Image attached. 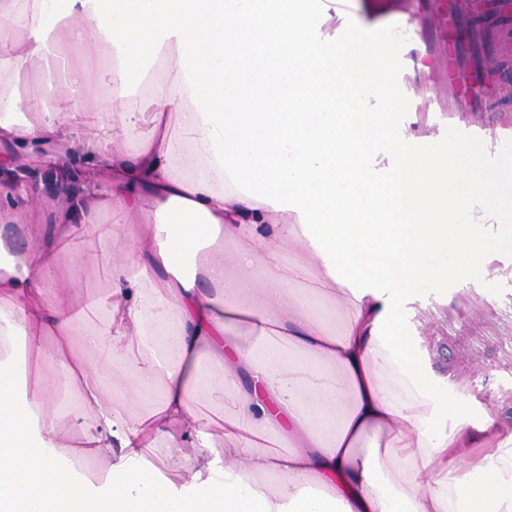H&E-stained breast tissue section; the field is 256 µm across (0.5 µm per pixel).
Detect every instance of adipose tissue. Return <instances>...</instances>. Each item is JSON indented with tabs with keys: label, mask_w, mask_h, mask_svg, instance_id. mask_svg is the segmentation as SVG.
Instances as JSON below:
<instances>
[{
	"label": "adipose tissue",
	"mask_w": 512,
	"mask_h": 512,
	"mask_svg": "<svg viewBox=\"0 0 512 512\" xmlns=\"http://www.w3.org/2000/svg\"><path fill=\"white\" fill-rule=\"evenodd\" d=\"M384 90L336 0H0V145L91 165L30 250L0 190V512H512V432L405 325L512 254L473 217L512 165ZM76 223L134 255L99 324L57 295Z\"/></svg>",
	"instance_id": "adipose-tissue-1"
}]
</instances>
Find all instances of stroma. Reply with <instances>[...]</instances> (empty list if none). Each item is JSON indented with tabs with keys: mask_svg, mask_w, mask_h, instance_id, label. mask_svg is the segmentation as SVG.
Instances as JSON below:
<instances>
[{
	"mask_svg": "<svg viewBox=\"0 0 512 512\" xmlns=\"http://www.w3.org/2000/svg\"><path fill=\"white\" fill-rule=\"evenodd\" d=\"M434 13L432 0H408L402 20L414 23L408 42L394 43L393 48L404 59L405 67L416 62V44H431L433 28L428 23ZM427 95L415 99L413 110L428 114L426 135L443 138L448 134V72L446 63L422 75ZM24 168L36 179L38 198L29 202L17 200L16 208L23 222L49 224L53 221L56 178L64 172L81 168L82 163L70 157L46 161L24 160ZM71 248L88 261L78 282V293L72 303L94 301L109 289L107 264L116 245H107L97 237L74 228L66 240ZM406 322L416 336L429 370L447 382L449 388L476 398L479 408L512 429V278L488 275L461 286L452 284L447 295H420L407 303Z\"/></svg>",
	"mask_w": 512,
	"mask_h": 512,
	"instance_id": "stroma-1",
	"label": "stroma"
}]
</instances>
